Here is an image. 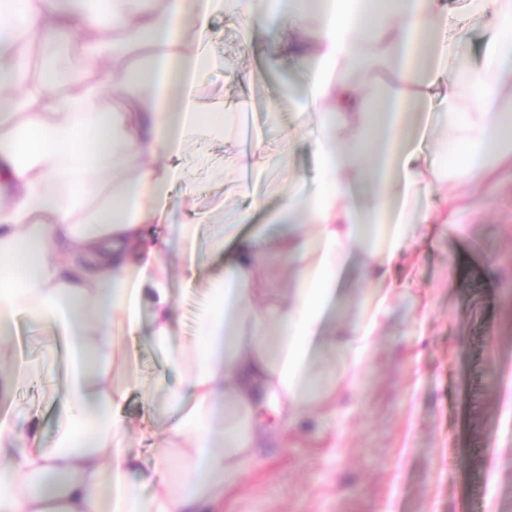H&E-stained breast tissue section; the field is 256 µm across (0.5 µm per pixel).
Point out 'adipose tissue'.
I'll return each instance as SVG.
<instances>
[{
  "label": "adipose tissue",
  "instance_id": "adipose-tissue-1",
  "mask_svg": "<svg viewBox=\"0 0 512 512\" xmlns=\"http://www.w3.org/2000/svg\"><path fill=\"white\" fill-rule=\"evenodd\" d=\"M467 4L492 22L468 63L471 28L440 0H0V394L42 373L11 347L19 315L51 323L70 357L52 447L37 426L0 416V512H221L262 446L259 403L290 427L335 392L337 366H359L388 308L334 326L344 271L358 265L394 290L411 226L435 221L430 196L456 213L451 181L480 186L512 166V0ZM218 12L246 44L275 24L269 68L306 64L303 84L283 86L281 99L312 116L316 176L291 177L271 211L243 178L244 156L229 159L248 204L210 240L230 257L208 282L204 347L171 354L186 375L168 394L165 431L147 422L132 432L114 412L131 385L120 339L137 332L142 306L161 347L175 320L170 243L150 234L172 186L188 179L172 160L204 132L221 137L245 121L197 97L214 67ZM78 37L80 58L62 65ZM380 70L390 84L376 93ZM433 112L454 162L424 150ZM158 436L166 474L146 494L129 448Z\"/></svg>",
  "mask_w": 512,
  "mask_h": 512
}]
</instances>
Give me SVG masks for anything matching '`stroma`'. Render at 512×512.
<instances>
[{"instance_id":"1","label":"stroma","mask_w":512,"mask_h":512,"mask_svg":"<svg viewBox=\"0 0 512 512\" xmlns=\"http://www.w3.org/2000/svg\"><path fill=\"white\" fill-rule=\"evenodd\" d=\"M216 66L199 91L204 106L250 101L243 140L260 136L267 153L284 165L256 175L254 188L277 208L288 172L304 179L314 158L300 131L306 116L284 103L279 120L266 112L283 79L265 70L273 30L243 45L235 22L216 14L210 23ZM232 143L205 138L179 160L190 182L174 186L173 221L156 225L163 237L183 220L198 223L196 262L201 279L172 274L176 308L171 346L196 352L197 317L204 280L224 267L207 241L243 206L224 179ZM208 163L198 168L197 155ZM496 187L469 192L452 224L415 225L401 274L408 287L390 300V314L370 343L355 377L342 378L325 403L304 408L297 424L260 449L244 481L224 498V512H512V167L495 174ZM378 286L360 271L345 273L330 311L350 322L373 309ZM150 310L125 349L136 376L153 384L151 397L130 388L118 415L129 428L170 420L167 392L182 383L174 365L150 337ZM52 328L19 316L12 338L19 359H46ZM52 381L33 380L0 399V414L37 418L52 442L61 411L66 357L50 360Z\"/></svg>"}]
</instances>
